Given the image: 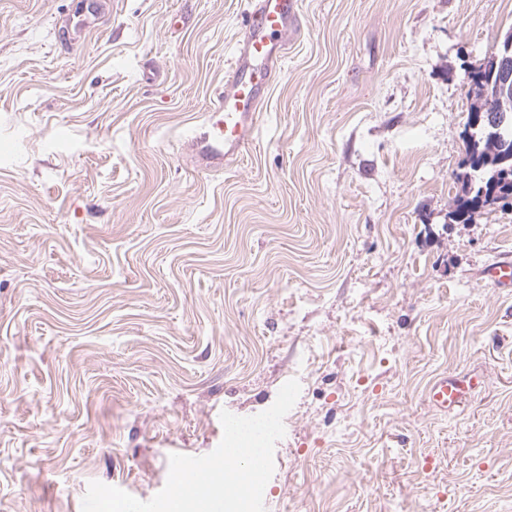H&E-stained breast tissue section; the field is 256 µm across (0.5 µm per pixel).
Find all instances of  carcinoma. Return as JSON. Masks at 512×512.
I'll use <instances>...</instances> for the list:
<instances>
[{
	"label": "carcinoma",
	"instance_id": "1",
	"mask_svg": "<svg viewBox=\"0 0 512 512\" xmlns=\"http://www.w3.org/2000/svg\"><path fill=\"white\" fill-rule=\"evenodd\" d=\"M498 76L482 64L468 72V93L472 99L470 112H482L487 105L485 94L491 92ZM504 148L492 150L487 131L480 125L465 139V169L457 174L461 190L456 195L448 218L454 223H466L481 209L512 199V112L500 129Z\"/></svg>",
	"mask_w": 512,
	"mask_h": 512
}]
</instances>
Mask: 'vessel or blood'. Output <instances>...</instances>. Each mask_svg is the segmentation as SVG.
<instances>
[{"mask_svg": "<svg viewBox=\"0 0 512 512\" xmlns=\"http://www.w3.org/2000/svg\"><path fill=\"white\" fill-rule=\"evenodd\" d=\"M300 12V0H249L230 68L210 96L206 125L197 141L199 159L229 164L252 150L265 95L301 33ZM482 276L496 288H512V255L484 267ZM482 385L476 375L466 379L444 375L432 382L428 396L436 408L454 413Z\"/></svg>", "mask_w": 512, "mask_h": 512, "instance_id": "vessel-or-blood-1", "label": "vessel or blood"}]
</instances>
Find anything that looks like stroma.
Segmentation results:
<instances>
[{
    "label": "stroma",
    "instance_id": "35a3bbf8",
    "mask_svg": "<svg viewBox=\"0 0 512 512\" xmlns=\"http://www.w3.org/2000/svg\"><path fill=\"white\" fill-rule=\"evenodd\" d=\"M247 7L0 0V512L150 500L292 377L265 512H512V205L448 221L512 0H301L255 148L199 170ZM482 277L499 289L512 288V255H503L483 268ZM482 385L483 379L480 376L459 379L444 375L432 382L428 396L436 408L446 413H455L468 404L471 393Z\"/></svg>",
    "mask_w": 512,
    "mask_h": 512
}]
</instances>
